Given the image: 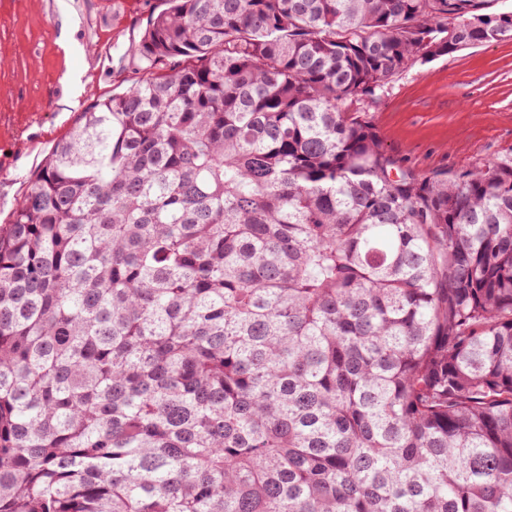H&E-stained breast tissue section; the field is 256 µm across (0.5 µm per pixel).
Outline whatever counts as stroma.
<instances>
[{"label":"stroma","mask_w":512,"mask_h":512,"mask_svg":"<svg viewBox=\"0 0 512 512\" xmlns=\"http://www.w3.org/2000/svg\"><path fill=\"white\" fill-rule=\"evenodd\" d=\"M164 0H0V224L55 144L91 103L141 72L133 49ZM80 93L68 101L67 80ZM344 111L371 121L388 151L420 174L512 155V42L469 46L392 79Z\"/></svg>","instance_id":"35a3bbf8"}]
</instances>
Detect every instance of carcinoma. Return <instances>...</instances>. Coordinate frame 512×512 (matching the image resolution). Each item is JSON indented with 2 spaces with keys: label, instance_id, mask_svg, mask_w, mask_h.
<instances>
[{
  "label": "carcinoma",
  "instance_id": "carcinoma-1",
  "mask_svg": "<svg viewBox=\"0 0 512 512\" xmlns=\"http://www.w3.org/2000/svg\"><path fill=\"white\" fill-rule=\"evenodd\" d=\"M494 0H167L0 226V512H512V158L346 100Z\"/></svg>",
  "mask_w": 512,
  "mask_h": 512
}]
</instances>
